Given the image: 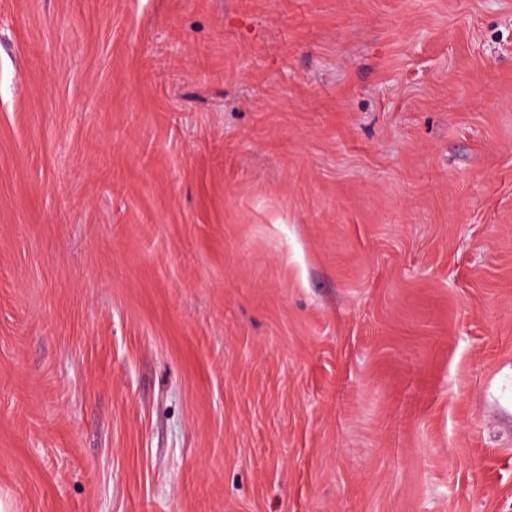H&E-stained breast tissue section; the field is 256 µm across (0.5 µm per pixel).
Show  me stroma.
Here are the masks:
<instances>
[{
  "mask_svg": "<svg viewBox=\"0 0 512 512\" xmlns=\"http://www.w3.org/2000/svg\"><path fill=\"white\" fill-rule=\"evenodd\" d=\"M0 512H512V0H0Z\"/></svg>",
  "mask_w": 512,
  "mask_h": 512,
  "instance_id": "obj_1",
  "label": "stroma"
}]
</instances>
